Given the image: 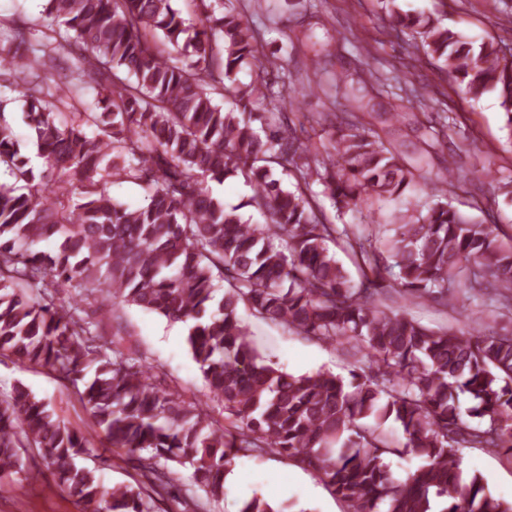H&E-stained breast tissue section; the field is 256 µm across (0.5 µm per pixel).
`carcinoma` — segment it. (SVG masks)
Instances as JSON below:
<instances>
[{"label":"carcinoma","instance_id":"obj_1","mask_svg":"<svg viewBox=\"0 0 512 512\" xmlns=\"http://www.w3.org/2000/svg\"><path fill=\"white\" fill-rule=\"evenodd\" d=\"M174 2L48 0L47 16L65 32L50 24L33 42L20 30L0 47V85L25 99L43 159L36 171L19 153L0 99V163L19 183L0 184V356L71 384L95 426H66L16 385L0 402V480L31 477L23 456L32 450L86 512H157L165 498L178 512H211L235 458L279 455L350 512H512V500L496 496L486 475L464 472L459 457L462 448L512 454V335L481 317L430 327L409 312L429 301L464 310L476 299L490 317L512 313V237L448 200L466 146L449 154L426 210L401 213L380 247L374 221L335 224L319 196L339 213L401 199L425 179L444 128L424 129L428 142L417 147L402 129L401 81L386 89L378 77L339 72L315 84L348 108L333 114V151L318 160L296 127L257 111L266 101L294 107L302 88L286 75L268 79L239 0H200L195 24ZM391 17L420 38L417 61L442 62L472 98L499 91L512 128V41L476 49L438 18ZM65 55L63 89L51 70ZM245 66L255 73L247 83L238 77ZM375 92L394 100L389 110L375 112ZM239 176L261 224L205 186ZM114 180L145 187L147 202L117 203ZM315 181L323 190L306 193ZM50 241L56 249H42ZM332 244L352 255L358 281ZM84 303L116 322L128 305L183 323L203 397L162 387L156 367L106 340ZM242 306L349 348L358 366L348 380L276 368L240 319ZM389 421L401 438L383 430ZM98 440L121 451L135 483L107 487L99 467L83 462ZM407 456L418 464L402 478L389 458ZM240 512L283 508L254 497Z\"/></svg>","mask_w":512,"mask_h":512}]
</instances>
